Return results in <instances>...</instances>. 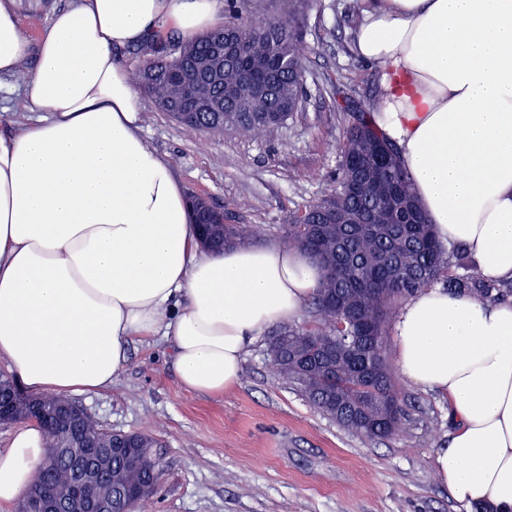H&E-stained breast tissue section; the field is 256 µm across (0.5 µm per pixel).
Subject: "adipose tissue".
<instances>
[{"label": "adipose tissue", "mask_w": 512, "mask_h": 512, "mask_svg": "<svg viewBox=\"0 0 512 512\" xmlns=\"http://www.w3.org/2000/svg\"><path fill=\"white\" fill-rule=\"evenodd\" d=\"M40 0H0V77L29 52L22 107L40 124L0 136V358L36 391L111 386L137 336L165 332L180 385L238 381L247 342L298 319L321 271L283 247L203 249L188 196L140 133L116 49L216 26L225 0H70L38 43ZM353 52L378 69L375 120L399 147L422 208L479 274L512 280V0H363ZM393 354L448 399L457 427L433 465L466 512H512V303L436 286L403 300ZM45 455L40 430L0 451V503ZM50 18V12L47 9L26 14L22 18V25L31 43L35 44L39 40L41 34L48 26Z\"/></svg>", "instance_id": "1"}]
</instances>
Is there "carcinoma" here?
Segmentation results:
<instances>
[{"instance_id":"obj_1","label":"carcinoma","mask_w":512,"mask_h":512,"mask_svg":"<svg viewBox=\"0 0 512 512\" xmlns=\"http://www.w3.org/2000/svg\"><path fill=\"white\" fill-rule=\"evenodd\" d=\"M278 11L253 21L241 16L246 0H226L232 20L194 40L161 46L145 41L149 58L135 72V83L184 129L258 135L286 122L305 94L304 14L308 0H278ZM231 35L239 45L237 59L223 66L214 80L198 78L199 95L220 105L224 120L198 107L183 93L194 61L212 56ZM382 90L368 108L350 111L334 186L318 201L293 213L283 225L288 246L308 256L321 270L320 286L311 299L315 324L288 325L270 345L277 372L305 399L344 429L376 440L402 430L407 413L389 361L386 333L401 300L442 284L448 293L481 303L502 300L512 292L505 284L477 273V262L465 248L449 247L437 238L434 224L420 206L403 169L398 148L379 131L374 112ZM372 223H360L364 213ZM224 247L246 248L253 240L248 224L224 221ZM91 437L112 448L136 445L140 463L109 458L107 496H130L143 503L160 485V448L145 432L112 433L92 418L78 422ZM49 460L38 470L40 483L56 488L58 500L72 495L69 473L95 468L100 459L70 454L55 447V421L41 428Z\"/></svg>"}]
</instances>
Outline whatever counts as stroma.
<instances>
[{"label": "stroma", "instance_id": "obj_1", "mask_svg": "<svg viewBox=\"0 0 512 512\" xmlns=\"http://www.w3.org/2000/svg\"><path fill=\"white\" fill-rule=\"evenodd\" d=\"M359 0H312L306 14L307 95L297 112L259 138L188 134L143 97L141 134L186 191L206 197L257 246L282 242L290 214L326 193L349 116L367 103L377 69L358 59ZM19 79L0 82V135L42 120L21 107ZM269 328L248 343L239 381L224 393L183 389L163 333L137 337L110 388L73 394L104 428L155 434L163 475L140 512H460L433 468L456 423L442 394L394 379L409 415L402 432L370 441L314 409L274 368Z\"/></svg>", "mask_w": 512, "mask_h": 512}]
</instances>
